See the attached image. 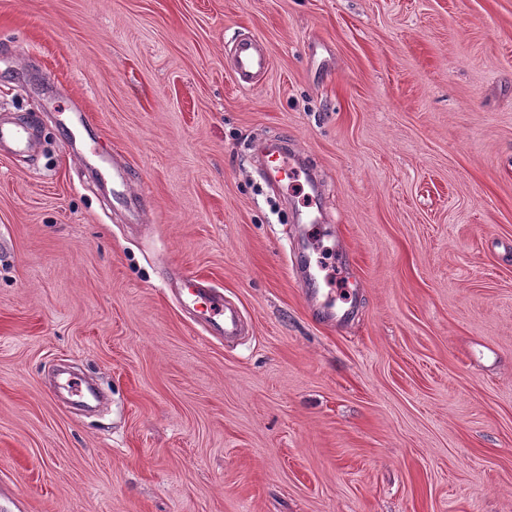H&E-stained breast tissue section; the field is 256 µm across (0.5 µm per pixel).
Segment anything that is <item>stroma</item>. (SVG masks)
I'll list each match as a JSON object with an SVG mask.
<instances>
[{"instance_id": "35a3bbf8", "label": "stroma", "mask_w": 512, "mask_h": 512, "mask_svg": "<svg viewBox=\"0 0 512 512\" xmlns=\"http://www.w3.org/2000/svg\"><path fill=\"white\" fill-rule=\"evenodd\" d=\"M246 35L271 67L242 89ZM0 114L38 127L0 151L9 512H512V0H0ZM273 138L324 185L342 328L293 274L308 188L263 180ZM130 177L127 176L126 168L112 169V193L116 200L125 202V205L133 204L135 212H143L146 197L143 194L132 195L129 191ZM204 282L185 279L184 286L170 284V289L184 310H198L205 316L204 323L214 336L233 341L242 333V319L238 309L224 304L222 299L210 295Z\"/></svg>"}]
</instances>
